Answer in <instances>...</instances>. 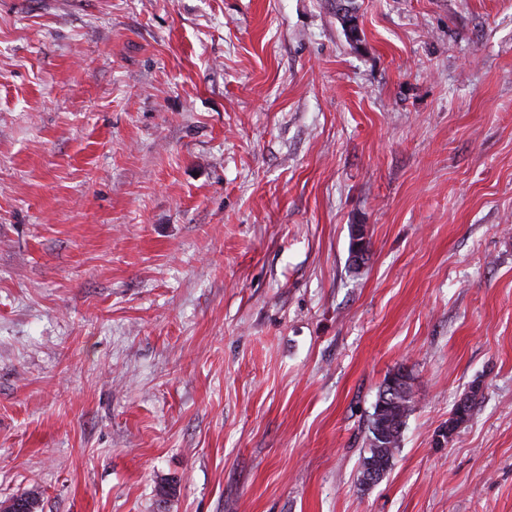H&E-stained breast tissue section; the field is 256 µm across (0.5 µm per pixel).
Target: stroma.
<instances>
[{
  "mask_svg": "<svg viewBox=\"0 0 512 512\" xmlns=\"http://www.w3.org/2000/svg\"><path fill=\"white\" fill-rule=\"evenodd\" d=\"M355 6L0 0V503L512 512V0ZM394 376L386 377L378 390L369 422L368 448H365L368 455L362 457L363 467L372 461L374 481L390 468L412 409L411 377L403 369H398ZM478 393L479 386L473 385L470 390L456 402L448 418V428L446 427L447 429H450V438L448 440L447 435L446 438L444 437L445 441L448 440L449 442L458 426L469 420L474 415Z\"/></svg>",
  "mask_w": 512,
  "mask_h": 512,
  "instance_id": "obj_1",
  "label": "stroma"
}]
</instances>
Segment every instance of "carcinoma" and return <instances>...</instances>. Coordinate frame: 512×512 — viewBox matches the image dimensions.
<instances>
[{"label": "carcinoma", "instance_id": "1", "mask_svg": "<svg viewBox=\"0 0 512 512\" xmlns=\"http://www.w3.org/2000/svg\"><path fill=\"white\" fill-rule=\"evenodd\" d=\"M336 16L351 36L357 33V16L352 0H336ZM479 387L474 385L454 405L448 418V429L455 433L459 425L469 420L476 410ZM411 377L399 369L394 376L386 377L381 384L369 422L368 448L362 462L373 463L374 472L380 476L391 466L395 451L400 447L406 419L412 409ZM35 498L20 496L0 509V512H34Z\"/></svg>", "mask_w": 512, "mask_h": 512}]
</instances>
